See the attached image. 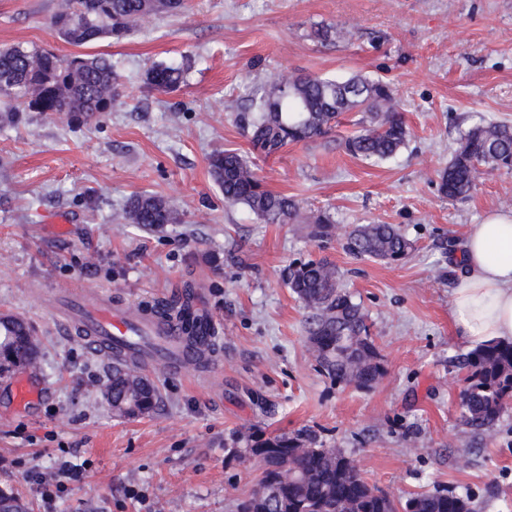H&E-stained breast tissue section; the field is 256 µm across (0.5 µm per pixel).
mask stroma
<instances>
[{"mask_svg": "<svg viewBox=\"0 0 512 512\" xmlns=\"http://www.w3.org/2000/svg\"><path fill=\"white\" fill-rule=\"evenodd\" d=\"M62 3L0 0V47L104 54L121 95L86 124L37 112L0 120V314L24 317L40 341L36 366L0 376V489L27 512H234L257 479L238 457L247 438L308 428L391 495L449 487L475 493L481 512H512V409L489 435L462 423L451 360L473 344L449 317L457 250L512 200V171L458 201L440 195L435 176L474 119L512 124V0H187L123 40L80 48L51 24ZM319 24L352 37L315 43ZM157 63L184 66L185 83L150 89L144 75ZM285 72L390 83L411 130L395 157L337 149L354 131L347 117L333 137L256 164L267 189L309 215L398 225L415 246L404 262L356 261L306 225L225 206L209 157L250 151L241 113L225 104ZM136 194L169 200L179 223H125ZM322 257L369 315L386 369L372 388L336 385L308 350L288 266ZM188 286L216 327L218 373L148 370L155 409L115 416L103 395L112 364L59 333L58 298L99 291L137 311ZM22 376L40 390L24 409L12 394ZM62 457L85 471L49 504L28 473Z\"/></svg>", "mask_w": 512, "mask_h": 512, "instance_id": "35a3bbf8", "label": "stroma"}]
</instances>
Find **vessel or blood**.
I'll return each mask as SVG.
<instances>
[{"mask_svg":"<svg viewBox=\"0 0 512 512\" xmlns=\"http://www.w3.org/2000/svg\"><path fill=\"white\" fill-rule=\"evenodd\" d=\"M63 331L78 334L94 355L112 357L115 351L139 354L145 365L172 369L198 358V350L184 347L176 323H158L150 310L131 315L118 304L96 297L58 306Z\"/></svg>","mask_w":512,"mask_h":512,"instance_id":"vessel-or-blood-1","label":"vessel or blood"}]
</instances>
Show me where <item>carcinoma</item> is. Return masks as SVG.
<instances>
[{"label": "carcinoma", "mask_w": 512, "mask_h": 512, "mask_svg": "<svg viewBox=\"0 0 512 512\" xmlns=\"http://www.w3.org/2000/svg\"><path fill=\"white\" fill-rule=\"evenodd\" d=\"M185 0H66L52 25L67 43L82 46L99 38L121 40L145 15L174 13ZM347 40L351 33L318 25L311 37L326 42ZM180 65H154L146 85L174 91L184 82ZM121 76L105 56L60 58L42 50L0 49V112L16 121L22 112L75 115L84 123L111 110L120 95ZM230 109L247 112L245 131L258 156L279 154L286 146L323 138L340 125L346 113L358 115L359 130L346 137L342 150L351 157L382 161L405 147L410 129L389 84L353 76L345 81L310 74H288L252 89L246 102ZM512 170V125L474 122L460 136L448 165L436 172L439 193L454 201L472 195L483 177ZM209 170L224 192L228 207L243 206L263 224L304 221L295 198L266 189L255 162L234 152H216ZM129 224L160 230L179 221L160 196L134 195L124 210ZM309 236L319 242L340 240L356 260L398 264L407 259L412 242L395 224H357L343 231L327 212L313 217ZM288 287L304 309L303 327L309 351L321 372L339 385L371 388L385 375L371 324L360 303L343 283L336 263L326 259L294 262ZM193 292L171 306L191 343L206 335L207 324L191 312ZM38 341L33 327L14 315L0 316V373L36 362ZM461 374L460 419L476 434L494 432L512 405V343L486 342L451 360ZM112 389V410L124 418L151 413L159 393L134 363L112 365L105 384ZM259 471L255 489L236 505V512H479L475 495L453 490L420 493L404 501L371 486L339 448H326L309 429L291 435L259 436L239 451Z\"/></svg>", "instance_id": "carcinoma-1"}]
</instances>
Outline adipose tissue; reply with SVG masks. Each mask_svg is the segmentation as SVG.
I'll use <instances>...</instances> for the list:
<instances>
[{"mask_svg": "<svg viewBox=\"0 0 512 512\" xmlns=\"http://www.w3.org/2000/svg\"><path fill=\"white\" fill-rule=\"evenodd\" d=\"M460 258L463 275L450 305L457 334L512 342V210L473 225Z\"/></svg>", "mask_w": 512, "mask_h": 512, "instance_id": "obj_1", "label": "adipose tissue"}]
</instances>
